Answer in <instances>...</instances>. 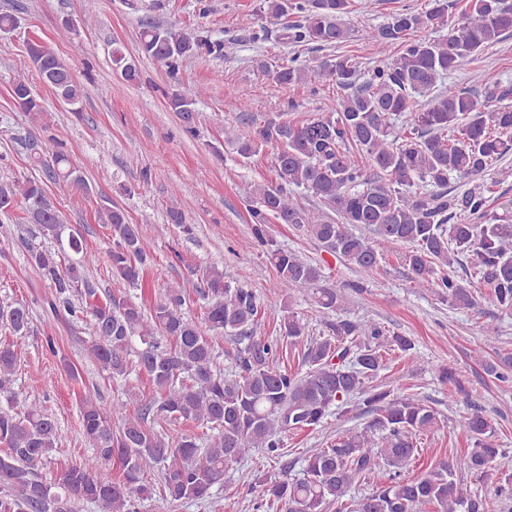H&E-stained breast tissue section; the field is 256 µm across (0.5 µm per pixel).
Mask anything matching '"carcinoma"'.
<instances>
[{"mask_svg": "<svg viewBox=\"0 0 512 512\" xmlns=\"http://www.w3.org/2000/svg\"><path fill=\"white\" fill-rule=\"evenodd\" d=\"M379 0H262L260 11L285 19L282 29L290 45L306 43L319 50L351 38L344 17L353 7L368 15ZM449 0H429L422 12L406 9L364 38L385 55L370 77L361 80L358 62L349 55L314 59L296 57L280 67L274 79L295 86L311 78L328 81L341 91L336 110L299 123L271 117L253 134L224 126V142L243 161L275 145V180L255 185L249 196L252 230L245 249L261 247L277 275L287 315L278 336L260 335L262 302L250 288L226 279L212 266L198 291L203 317L188 318L181 306L185 283L166 286L163 297L144 310L131 301L102 302L88 274L94 256L81 233L71 243L47 248L27 244L33 268L52 283L48 307L63 305L68 316L89 320L86 350L114 379L135 370L155 386L136 413L124 402L105 406L86 394L79 412L91 456L67 466L51 482L38 472L59 441L54 418L41 405L17 408L16 373L25 358L19 344L0 343V512H76L86 502L96 512H139L144 500L155 512H172L185 501L213 499L224 471L263 448L280 457L282 433L314 430L328 417H367L363 426L336 431L326 447L306 457L303 477L265 483L260 497L279 512H486V501L471 496L457 480L454 466L439 461L425 477L403 476L420 454L419 436L437 424V413L415 395L389 389H367L366 381L384 368L385 354L401 352L416 358L411 339L390 332L372 320L343 316L350 296L365 290L387 244L405 243V265L414 287L431 290L454 309L475 307L469 288L453 274L466 261L479 281L492 290L497 306L512 311V216L489 212L481 186L448 194L450 180L474 179L493 170L512 150V105L492 72L472 76L478 93L445 84L460 64L512 33V5L506 0H467L457 24L436 38L412 34L448 27ZM394 53L387 54L388 49ZM139 50L174 75L183 61L202 55L220 59L225 43L204 28L184 29L141 21ZM32 67L44 85L67 105L86 97L55 51L42 42L28 45ZM114 70L126 83L139 79L134 60L122 51L112 54ZM206 91L179 83L167 96L168 108L181 120L183 133L197 136L196 105ZM21 111L44 113L23 76L12 86ZM407 129L399 130V121ZM458 128L459 136L448 137ZM29 165L44 178L0 182V214L20 208L27 223L40 227L63 224L49 185L61 183L86 192L90 185L66 151L55 142L49 151L32 141L26 145ZM304 198L311 202L305 207ZM112 245L107 258L112 277L135 285L144 275L148 255L137 226L113 200L97 211ZM295 224L332 256L351 265L359 277L341 287L330 284L324 267L285 250L267 235V224ZM306 294L321 312L329 334H310L308 323L291 310L292 292ZM0 325L15 336L30 328V312L21 303L0 308ZM222 335L236 346L235 378L220 369L211 340ZM303 348L307 370L295 373L279 366L284 346ZM488 374L512 379V356L486 366ZM435 377L454 386L451 401L463 400L470 413L460 424L472 445L470 475L488 477L503 451L494 444L496 430L450 366L434 367ZM198 423L209 433L169 434L170 426ZM123 466L122 478L100 476L113 458ZM158 468L156 485L144 481V466ZM370 492L352 496L357 485ZM495 496L512 498V468L498 470Z\"/></svg>", "mask_w": 512, "mask_h": 512, "instance_id": "1", "label": "carcinoma"}]
</instances>
